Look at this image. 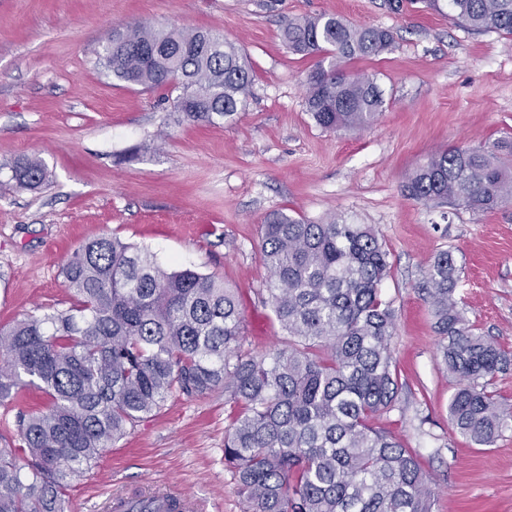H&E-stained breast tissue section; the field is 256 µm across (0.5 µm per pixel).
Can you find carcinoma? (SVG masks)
Segmentation results:
<instances>
[{
    "mask_svg": "<svg viewBox=\"0 0 512 512\" xmlns=\"http://www.w3.org/2000/svg\"><path fill=\"white\" fill-rule=\"evenodd\" d=\"M453 18L478 32L512 35V0H448ZM288 51L319 61L309 73L307 112L326 130L361 131L382 114L374 76L345 64L393 41L382 28L334 15L288 21ZM117 79L180 90L175 111L212 125L245 109L252 72L243 52L211 31L140 24L116 31L101 57ZM7 168L24 190L43 187L41 160ZM406 194L487 212L512 203V141L451 147L408 176ZM268 271L262 302L287 339L261 354L241 351L244 316L235 292L191 268L167 270L150 252L101 236L68 256L72 304L0 325V406L24 388L42 409L15 415L0 448V512H66L65 491L128 430L172 396L222 393L236 407L224 463L249 512H432L434 490L416 452L372 420L393 411L403 389L383 298L390 252L371 226L307 222L286 212L262 227ZM457 266L438 253L418 288L456 388L448 419L490 448L512 430V405L487 390L508 364L457 306Z\"/></svg>",
    "mask_w": 512,
    "mask_h": 512,
    "instance_id": "cac0c4a2",
    "label": "carcinoma"
}]
</instances>
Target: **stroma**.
Segmentation results:
<instances>
[{
  "instance_id": "1",
  "label": "stroma",
  "mask_w": 512,
  "mask_h": 512,
  "mask_svg": "<svg viewBox=\"0 0 512 512\" xmlns=\"http://www.w3.org/2000/svg\"><path fill=\"white\" fill-rule=\"evenodd\" d=\"M448 0H0V324L68 308L62 264L114 236L167 269L215 277L239 297L242 349L286 334L259 295L266 216L371 225L387 245L383 295L405 384L380 427L415 449L433 512H512V431L482 448L455 433L441 338L416 285L448 251L455 297L478 333L512 354V205L472 212L410 198L409 173L437 150L512 137V36L459 26ZM320 14L385 28L388 51L348 63L375 76L386 107L362 132L327 131L306 110L314 58L288 52L285 22ZM140 23L223 34L253 70L245 110L215 125L175 113L177 92L108 75L113 32ZM33 155L49 182L17 190L6 163ZM234 408L223 396L169 398L66 490L67 512H108L113 496L184 490L205 512H247L224 464Z\"/></svg>"
}]
</instances>
